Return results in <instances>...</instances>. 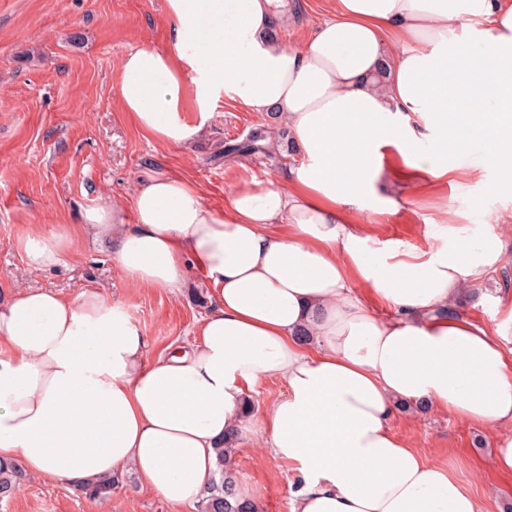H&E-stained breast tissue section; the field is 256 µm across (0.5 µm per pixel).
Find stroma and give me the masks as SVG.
Returning a JSON list of instances; mask_svg holds the SVG:
<instances>
[{
	"label": "stroma",
	"mask_w": 512,
	"mask_h": 512,
	"mask_svg": "<svg viewBox=\"0 0 512 512\" xmlns=\"http://www.w3.org/2000/svg\"><path fill=\"white\" fill-rule=\"evenodd\" d=\"M170 32L164 0H0V301L30 286L76 297L88 288L119 305L146 336L150 354L187 345L212 308L200 275L171 293L132 285L115 267L108 246L85 241L64 265L25 274L15 246L18 235L38 224H73L87 207L130 206L140 177L168 169L196 182L206 203L223 208L242 178L284 182L290 158L267 150L226 154L230 141L261 130L269 140L282 127L263 112L220 99L204 128L185 143L161 146L145 138L116 102L115 80L122 58L142 46H165ZM457 160L467 177L449 185L445 207L411 193L396 200L393 213L365 212L382 239L403 248L440 245L449 219L463 217L473 239L502 233L507 265L477 294H460L455 313L495 327L493 304L512 289V230L497 216L512 211L505 173L488 164L482 144H462ZM395 430L412 447L450 466L482 497L490 512H512V476L494 464L496 429L480 427L435 409L402 412ZM238 483L255 493L258 512H291L292 472L264 446L260 432L242 433L234 456ZM0 512H199L198 506L167 502L124 480L109 501L86 498L64 482L26 477L20 490L0 501Z\"/></svg>",
	"instance_id": "1"
}]
</instances>
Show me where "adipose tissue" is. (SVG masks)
<instances>
[{
	"mask_svg": "<svg viewBox=\"0 0 512 512\" xmlns=\"http://www.w3.org/2000/svg\"><path fill=\"white\" fill-rule=\"evenodd\" d=\"M281 2L165 0L169 45L122 59L119 105L149 140L184 142L187 113L208 117L225 95L277 113L301 159L286 184L238 181L220 210L190 179L154 170L135 192L136 223L93 206L17 238L31 271L90 237L143 287L177 291L199 270L213 308L193 343L152 358L97 290L13 294L0 304V462L74 486L131 469L191 505L225 436L256 430L298 474L291 512H487L392 420L426 403L496 428L495 465L512 474V292L497 297L493 330L450 311L505 268L504 242L451 224L441 245L401 250L363 213L392 211L403 190L441 196L465 142L512 162V0H328L295 47L272 33L290 20ZM269 379L285 391L245 414L247 388Z\"/></svg>",
	"mask_w": 512,
	"mask_h": 512,
	"instance_id": "ef3b65f1",
	"label": "adipose tissue"
}]
</instances>
